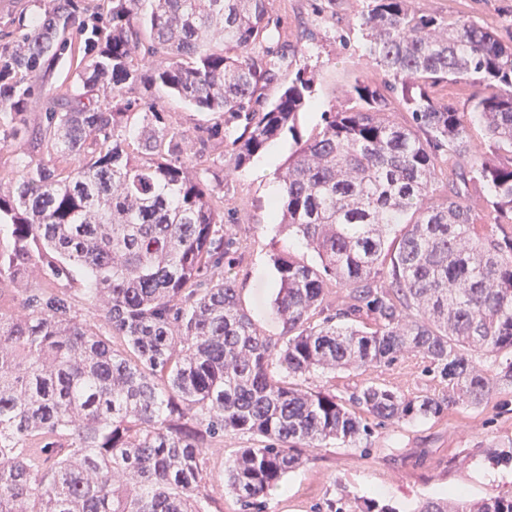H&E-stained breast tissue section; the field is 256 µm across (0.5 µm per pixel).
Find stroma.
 <instances>
[{"label":"stroma","instance_id":"stroma-1","mask_svg":"<svg viewBox=\"0 0 512 512\" xmlns=\"http://www.w3.org/2000/svg\"><path fill=\"white\" fill-rule=\"evenodd\" d=\"M411 5L443 17L468 18L512 43V0H411ZM361 10L362 0H274L272 16L280 37L271 40L272 49L290 48L299 27L314 34L303 49L290 48L289 65L265 89L267 101L272 102L297 73L313 76L296 134L274 140L275 159L262 173L253 161L234 168L230 155L220 149L202 159L203 167L224 171V222L239 242L237 252L229 257L228 271L245 311L268 336L282 331L274 309L278 275L272 254H289L308 264L317 261L287 226L271 219L270 190L280 187L296 140L321 131L326 111L353 107L347 91L355 80L366 78L377 85L385 81L384 73L366 63L368 40ZM473 91L465 83H451L440 91L441 97L469 115L467 149L459 159L465 167L489 153L482 123L469 114ZM382 377L409 396L440 390L422 360L412 355L399 358ZM305 456V463L268 498L266 512H328L330 502L342 496L355 504L374 500L390 505L394 512H411L419 500L447 499L458 487L469 500L486 498L512 489V385H495L479 406L460 404L436 419L377 424L356 446L309 448Z\"/></svg>","mask_w":512,"mask_h":512}]
</instances>
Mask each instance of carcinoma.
Returning a JSON list of instances; mask_svg holds the SVG:
<instances>
[{
	"label": "carcinoma",
	"instance_id": "carcinoma-1",
	"mask_svg": "<svg viewBox=\"0 0 512 512\" xmlns=\"http://www.w3.org/2000/svg\"><path fill=\"white\" fill-rule=\"evenodd\" d=\"M44 2L43 19L19 17L0 37V146L21 138L76 164L20 154L14 177L0 176V512H221L226 490L238 512H264L303 449L354 446L372 418L435 419L512 384V44L409 0H365L367 58L390 80H356L358 106L325 113L289 157L272 212L320 263L273 257L275 338L224 271L237 245L224 172L196 171L217 146L242 167L306 107L301 75L262 100L285 59L257 51L273 0ZM72 33L76 86L34 120L33 77H49L46 55ZM448 81L478 88L491 157L474 170L454 161L467 129L436 94ZM160 91L210 116L194 148L155 104L136 111ZM397 106L414 125L389 119ZM440 172L448 194L435 200ZM36 271L42 282L15 300ZM78 292L103 302L102 329ZM406 353L441 394L409 398L373 378L342 399L299 382L381 372ZM477 353L501 359L496 377ZM227 435L253 443L222 486L206 450ZM414 512H512V492Z\"/></svg>",
	"mask_w": 512,
	"mask_h": 512
}]
</instances>
